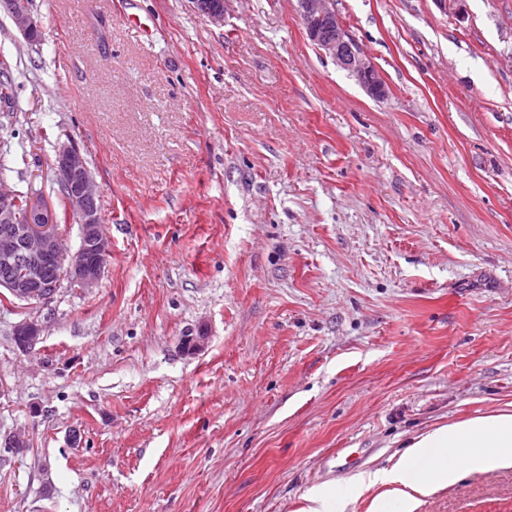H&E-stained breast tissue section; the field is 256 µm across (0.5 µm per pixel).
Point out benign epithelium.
<instances>
[{
    "label": "benign epithelium",
    "instance_id": "obj_1",
    "mask_svg": "<svg viewBox=\"0 0 512 512\" xmlns=\"http://www.w3.org/2000/svg\"><path fill=\"white\" fill-rule=\"evenodd\" d=\"M226 2L194 0L197 11L219 26L224 25ZM331 2L298 0L307 37L339 68L355 77L371 97L386 98L387 83L365 49L349 34ZM0 12L11 18L27 41L43 38L41 19L22 7L20 0H0ZM52 168L70 192L75 203V221L81 226V245L73 253L63 245L50 201L31 194L22 208L19 192L0 178V266L26 265L24 277H3L0 288L18 301L48 303L65 279L73 288L91 290L104 275L111 254L93 178L75 140L69 138L56 146ZM42 335L43 327L36 320L25 319L13 329L15 345L23 353L32 351Z\"/></svg>",
    "mask_w": 512,
    "mask_h": 512
}]
</instances>
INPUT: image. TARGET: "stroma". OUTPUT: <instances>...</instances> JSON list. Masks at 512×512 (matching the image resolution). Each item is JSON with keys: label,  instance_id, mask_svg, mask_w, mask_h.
Returning <instances> with one entry per match:
<instances>
[{"label": "stroma", "instance_id": "stroma-1", "mask_svg": "<svg viewBox=\"0 0 512 512\" xmlns=\"http://www.w3.org/2000/svg\"><path fill=\"white\" fill-rule=\"evenodd\" d=\"M334 7L387 98L297 0H32L37 45L0 14V175L59 203L74 138L111 240L92 291L0 306V512H369L359 473L512 406V0ZM416 512H512V470ZM332 0H298L307 37L336 65L355 77L364 90L375 99L389 95V87L371 62L365 49L343 25ZM42 335L43 327L37 320L25 319L15 324L13 329L15 345L23 353L32 351ZM336 496V488L330 484H322L311 488L305 499L309 505L303 512H328L329 503Z\"/></svg>", "mask_w": 512, "mask_h": 512}]
</instances>
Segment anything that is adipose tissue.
Masks as SVG:
<instances>
[{
  "mask_svg": "<svg viewBox=\"0 0 512 512\" xmlns=\"http://www.w3.org/2000/svg\"><path fill=\"white\" fill-rule=\"evenodd\" d=\"M512 469V412L476 416L415 436L390 468L360 475L359 483L396 485L390 501L371 512H415L419 497L457 483L463 472Z\"/></svg>",
  "mask_w": 512,
  "mask_h": 512,
  "instance_id": "adipose-tissue-1",
  "label": "adipose tissue"
}]
</instances>
